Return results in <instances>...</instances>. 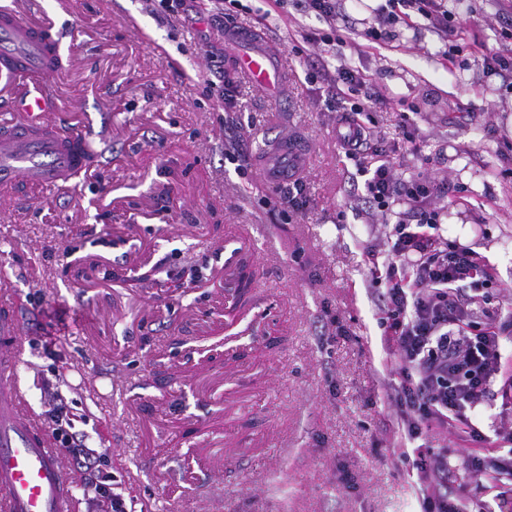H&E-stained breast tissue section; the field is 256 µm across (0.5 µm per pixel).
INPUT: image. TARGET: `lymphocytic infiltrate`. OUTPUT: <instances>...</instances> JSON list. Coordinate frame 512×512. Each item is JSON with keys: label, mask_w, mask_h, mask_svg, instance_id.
<instances>
[{"label": "lymphocytic infiltrate", "mask_w": 512, "mask_h": 512, "mask_svg": "<svg viewBox=\"0 0 512 512\" xmlns=\"http://www.w3.org/2000/svg\"><path fill=\"white\" fill-rule=\"evenodd\" d=\"M417 18L424 20L425 31L436 35L438 60L452 68L450 45L466 27L446 0H385L377 10L376 26L364 37L384 44L393 39L394 24L409 26ZM306 41L314 50L304 60L323 80L329 100L350 105L338 121L337 141L346 156L362 162L366 215L397 218L395 238L387 242L385 259L372 277L383 287L378 297L383 340L401 378L389 396L397 409L396 428L411 442L447 431L483 441L484 406L501 368L499 339L505 327L491 314L476 321L473 306L478 287L491 283L494 271L475 253L451 246L445 238L448 208L440 203L444 183L425 171L406 174L375 145L371 112L388 101L386 91L369 73L331 66L318 50L320 36H307ZM48 419L59 446L77 459L86 479L100 490L101 512H123L120 496L101 480L103 452L87 447L74 432L66 404H56ZM417 470L421 512H465L447 457L419 458Z\"/></svg>", "instance_id": "f902f5d3"}]
</instances>
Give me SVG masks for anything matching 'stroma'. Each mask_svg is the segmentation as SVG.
Masks as SVG:
<instances>
[{
    "label": "stroma",
    "instance_id": "35a3bbf8",
    "mask_svg": "<svg viewBox=\"0 0 512 512\" xmlns=\"http://www.w3.org/2000/svg\"><path fill=\"white\" fill-rule=\"evenodd\" d=\"M45 12L67 41L48 86L49 121L102 157L65 188L27 186L0 200V293L17 297L19 384L36 414L60 396L75 429L106 451L100 469L127 512H417L414 454L391 425L400 377L382 345L370 231L357 177L336 140L344 105L299 53L323 23L294 6L259 20L285 78L260 88L231 66L220 27L150 12L146 0H15ZM388 44L340 47L342 60L396 96L373 114L379 147L450 191L448 239L495 269L486 288L512 322V93L467 47L446 71L433 37L404 24ZM223 68L234 108L207 91ZM416 107L407 130L400 114ZM310 147L302 211L287 214L258 170L282 139ZM237 148L246 169L226 159ZM466 187L461 202L457 187ZM250 233V304L224 296L228 235ZM455 434L434 439L460 465L469 512H512V489L485 492ZM354 485L336 482L338 468Z\"/></svg>",
    "mask_w": 512,
    "mask_h": 512
}]
</instances>
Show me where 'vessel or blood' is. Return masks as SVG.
I'll list each match as a JSON object with an SVG mask.
<instances>
[{
  "mask_svg": "<svg viewBox=\"0 0 512 512\" xmlns=\"http://www.w3.org/2000/svg\"><path fill=\"white\" fill-rule=\"evenodd\" d=\"M64 37L49 23L0 7V92L14 91L24 121L0 129V192L25 182L57 187L92 161L81 138L46 120L44 85L63 74ZM233 65L255 85L280 81L275 51L261 47L235 55ZM15 300L0 304V512H76L63 451L40 417L28 410L17 384L23 342Z\"/></svg>",
  "mask_w": 512,
  "mask_h": 512,
  "instance_id": "vessel-or-blood-1",
  "label": "vessel or blood"
}]
</instances>
